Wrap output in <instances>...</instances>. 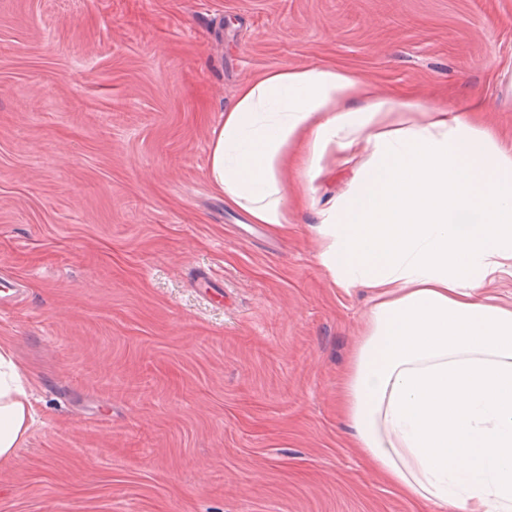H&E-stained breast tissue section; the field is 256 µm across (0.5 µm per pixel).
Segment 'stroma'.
I'll return each instance as SVG.
<instances>
[{
	"mask_svg": "<svg viewBox=\"0 0 512 512\" xmlns=\"http://www.w3.org/2000/svg\"><path fill=\"white\" fill-rule=\"evenodd\" d=\"M283 65L512 150V0H0V297L25 287L0 343L35 409L0 512H430L336 414L371 302L313 227L368 152L283 172V232L207 177L240 86Z\"/></svg>",
	"mask_w": 512,
	"mask_h": 512,
	"instance_id": "obj_1",
	"label": "stroma"
}]
</instances>
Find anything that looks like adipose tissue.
I'll use <instances>...</instances> for the list:
<instances>
[{"label":"adipose tissue","instance_id":"obj_1","mask_svg":"<svg viewBox=\"0 0 512 512\" xmlns=\"http://www.w3.org/2000/svg\"><path fill=\"white\" fill-rule=\"evenodd\" d=\"M304 151L369 160L319 213L317 260L374 306L337 411L353 448L435 512H512V307L483 286L512 269V152L465 114L385 96L333 66L276 68L242 85L207 173L255 223L288 226L281 174ZM31 384L0 344V462L32 422Z\"/></svg>","mask_w":512,"mask_h":512}]
</instances>
